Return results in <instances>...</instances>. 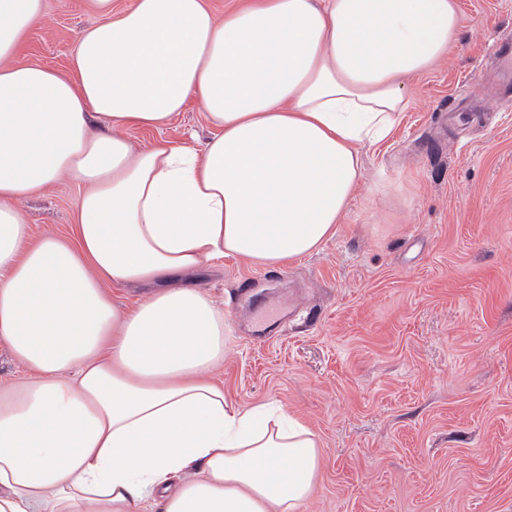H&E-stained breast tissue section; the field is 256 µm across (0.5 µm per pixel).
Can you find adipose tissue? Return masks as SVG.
<instances>
[{"label": "adipose tissue", "instance_id": "ef3b65f1", "mask_svg": "<svg viewBox=\"0 0 512 512\" xmlns=\"http://www.w3.org/2000/svg\"><path fill=\"white\" fill-rule=\"evenodd\" d=\"M71 73L11 59L44 0H0V512H300L311 430L227 404L224 311L186 274L277 266L336 233L407 81L457 42V0H87ZM203 147L134 149L189 100ZM83 186L73 234L32 238L21 200ZM148 287L133 308L110 285Z\"/></svg>", "mask_w": 512, "mask_h": 512}]
</instances>
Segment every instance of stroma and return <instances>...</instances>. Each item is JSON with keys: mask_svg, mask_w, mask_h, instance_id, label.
Segmentation results:
<instances>
[{"mask_svg": "<svg viewBox=\"0 0 512 512\" xmlns=\"http://www.w3.org/2000/svg\"><path fill=\"white\" fill-rule=\"evenodd\" d=\"M458 4L456 46L363 149L367 187L335 236L277 267L224 256L195 276L224 310L225 401H279L319 438L302 512H512V0ZM93 21L86 0H45L16 63L69 74ZM211 133L192 101L124 135ZM82 193L63 178L22 200L33 236L70 235ZM261 306L289 315L258 339Z\"/></svg>", "mask_w": 512, "mask_h": 512, "instance_id": "stroma-1", "label": "stroma"}]
</instances>
